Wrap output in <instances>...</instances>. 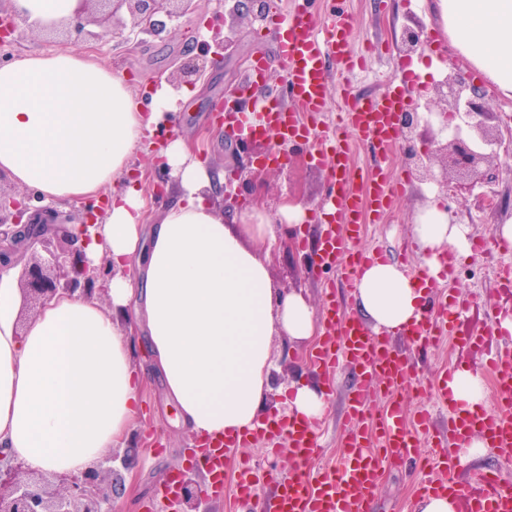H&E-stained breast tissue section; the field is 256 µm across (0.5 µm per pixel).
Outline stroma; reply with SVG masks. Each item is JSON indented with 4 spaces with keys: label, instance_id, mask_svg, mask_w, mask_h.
Returning <instances> with one entry per match:
<instances>
[{
    "label": "stroma",
    "instance_id": "35a3bbf8",
    "mask_svg": "<svg viewBox=\"0 0 512 512\" xmlns=\"http://www.w3.org/2000/svg\"><path fill=\"white\" fill-rule=\"evenodd\" d=\"M235 2L201 0L200 13L176 21V31L169 38L135 31L129 40L123 41L106 34L103 27L91 25L74 44L75 49L84 51L94 61L125 74L133 94L140 101L144 100L147 91L166 83L187 59L203 56L214 49L220 52L214 62L207 64L202 77L196 82L195 93L174 101L167 126L157 129L145 139L130 164V174L141 177V188L150 200V209H158L159 203L153 198L154 190L166 180L155 165L153 155L165 146L169 138L178 136L198 144L204 161L228 178L235 177L242 167L254 166L256 156L270 147L266 140L235 145L233 139L225 136L211 108L212 103L223 99L227 89L244 80L249 58L268 48L256 23L240 24L233 32L226 24L213 23L216 12H231ZM335 7L352 16L356 49H365L371 43L384 45L387 49L384 55L367 56L364 71L356 73L348 82L353 93L378 94L387 83H401L399 63L407 58L412 59L419 70L430 69L437 75L448 73L458 61L450 48L441 56L429 48L412 54L403 51L401 36L408 26L420 28L423 36L433 38L435 43L445 40L436 18L427 13L423 5H412L408 0H316L315 3V9L323 19ZM58 48V43L23 22L11 43L0 47V65L24 55L47 54ZM390 163L399 176L408 179L410 189L394 207V222L367 225L360 245L379 249L388 259L417 267L421 265L422 258L411 249L410 229L424 209L439 203L440 198L434 184L410 176L402 148L394 149ZM329 176L328 166L316 165L311 160L309 148L300 146L290 153L284 169L268 168L260 189L246 186L240 195L246 207L258 208L274 219L279 216L280 204L287 199L301 203L306 211L315 214L319 211ZM319 232V224L311 221L295 229L282 226L272 246L270 267L275 288L284 293H302L317 310L323 307L327 285L336 281L335 273L311 270L308 263ZM469 264V259L458 260L457 270L448 282V297L473 305L483 322L482 333L487 348H512V337L503 338L495 323L497 316L507 313L508 307L490 290L492 271H485L482 277L477 278L470 273ZM311 350V344L296 343L283 336L274 337L271 347L274 361L271 405L281 404L278 393L281 385L312 376ZM401 353L412 371L425 380L445 364L469 365L482 357L478 351L470 354L453 350L451 341L445 339L436 346L419 351L405 345ZM134 365L146 380L143 418L137 430L144 443V463L131 471H119L117 480L122 484V493L115 499L114 506L117 512H156L162 501L163 485L188 465L190 436L181 428L178 408L167 398L164 385L153 373L144 352H137ZM353 385V374L346 367L335 376L333 387L326 391L328 406L319 422L322 453L315 459V466H336L342 460L337 425ZM235 454L251 458L255 463L256 474L261 481L258 496L242 506L235 502L233 491L228 488L223 495L211 498V508L213 512H262L264 500L271 492L265 477L271 470L282 476L288 475L292 468L291 453L285 449L277 457H266L261 442L257 441L237 448ZM420 465V459L413 457L383 476L375 491L377 512H417L419 498L413 485L420 474Z\"/></svg>",
    "mask_w": 512,
    "mask_h": 512
}]
</instances>
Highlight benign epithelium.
Wrapping results in <instances>:
<instances>
[{"mask_svg": "<svg viewBox=\"0 0 512 512\" xmlns=\"http://www.w3.org/2000/svg\"><path fill=\"white\" fill-rule=\"evenodd\" d=\"M199 9V0H77L73 16L56 34L77 38L89 25H110L112 36L120 37L135 28H164L162 15L172 19ZM204 71L203 62H184L171 83L176 88L192 85ZM486 98V90L455 67L444 81L432 85L425 108L442 118L445 126L448 114L463 115V132L448 136L431 123L421 122L415 112L400 113L398 131L419 180L451 186L462 198L474 187L495 180L504 138L496 123L497 113L489 110ZM57 223L53 211L34 209L28 198L0 186V257L16 253L24 257L21 265L0 263V273L21 267L24 301L37 309L60 293L107 291L104 276L88 267L82 251L72 246L56 250L45 246L43 253L36 251V245L44 243ZM138 455L137 448H115L90 469L47 482L33 478L38 470L0 451V512H114V490L105 480L117 472L114 463L128 468ZM197 471L196 466L181 473L179 492L168 499L162 512H210L193 478Z\"/></svg>", "mask_w": 512, "mask_h": 512, "instance_id": "7a95c632", "label": "benign epithelium"}]
</instances>
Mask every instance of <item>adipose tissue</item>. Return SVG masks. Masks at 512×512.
<instances>
[{"label": "adipose tissue", "mask_w": 512, "mask_h": 512, "mask_svg": "<svg viewBox=\"0 0 512 512\" xmlns=\"http://www.w3.org/2000/svg\"><path fill=\"white\" fill-rule=\"evenodd\" d=\"M27 22L71 17L76 0H11ZM455 53L512 96V0H430ZM150 107L125 75L72 49L0 66V173L49 202L108 195L97 232L68 227L89 260L112 266L109 307L79 294L49 301L20 324L16 273L0 274V448L46 476L78 473L124 447L140 416L143 378L132 347L145 335L156 372L186 430L213 440L254 429L271 394V343L323 331L303 295H276L270 277L277 226L250 209L224 218L208 197L211 172L182 138L162 152L176 200L147 223L138 184L120 179L170 108ZM413 235L421 270L436 277L443 246L469 255L470 227L426 208ZM360 317L391 333L420 316L423 294L397 263L379 260L356 283ZM291 417L315 422L324 388L291 383Z\"/></svg>", "instance_id": "obj_1"}]
</instances>
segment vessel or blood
Returning <instances> with one entry per match:
<instances>
[{
    "label": "vessel or blood",
    "mask_w": 512,
    "mask_h": 512,
    "mask_svg": "<svg viewBox=\"0 0 512 512\" xmlns=\"http://www.w3.org/2000/svg\"><path fill=\"white\" fill-rule=\"evenodd\" d=\"M259 26L272 35L275 53L253 57L244 86L266 84L270 71L278 66L285 72L286 99L251 97L248 109L259 114V123L246 127L231 120L227 134L240 143L275 137L294 140L312 148L315 164L331 160L321 208L326 229L314 252V265L335 269L340 283L355 285L359 270L377 257L373 250L357 247V240L366 224L378 221L405 190L404 180L384 168L397 141L404 100L398 92L388 91L354 102L338 113L335 123H328L330 75H349L364 67L363 57L350 48V14L332 13L322 27L311 11V0H293L287 14L269 13ZM361 140L370 147L367 169L352 165L350 145ZM323 310L324 340L311 358L313 366L328 377L343 365L358 373L341 417L340 445L345 453L339 467L312 471L308 465L319 452L316 425L291 419L252 430V437L263 438L268 454H277L281 444H288L295 462L292 476L278 482L270 512H375L374 490L382 474L421 448L439 451L419 485L421 494H448L466 512H512V478L497 468L460 486L457 458L443 451L445 443L459 448L474 438L489 448L512 449V355L485 353L482 369L493 379V400L490 407L476 412L449 403L452 368L433 375L430 385L436 404L448 412V428L442 431L429 409L409 416L394 398L380 412H372L369 403L376 390L391 392L408 381V364L389 337L373 334L357 317L346 314L335 292L327 293ZM461 314L457 306L439 301L401 335L413 346H430L453 334ZM205 461L212 476L207 494L223 493L224 473L232 465L218 448ZM233 466L238 497L252 500L257 494L253 465L245 460Z\"/></svg>",
    "instance_id": "1"
}]
</instances>
